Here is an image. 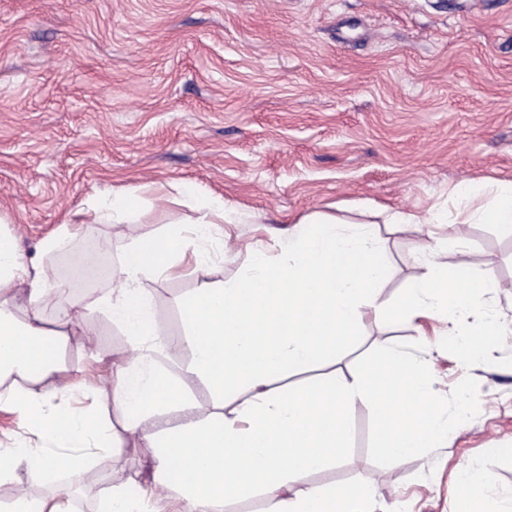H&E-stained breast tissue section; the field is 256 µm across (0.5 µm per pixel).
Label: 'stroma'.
Wrapping results in <instances>:
<instances>
[{
	"mask_svg": "<svg viewBox=\"0 0 512 512\" xmlns=\"http://www.w3.org/2000/svg\"><path fill=\"white\" fill-rule=\"evenodd\" d=\"M512 180V0H0V215L46 283L70 279L87 242L116 271L136 239L170 222L190 231L179 189L224 197L239 215L222 262L183 261L149 286L156 329L178 337L183 297L237 276L250 249L276 254L300 217L361 200L425 215L452 206L464 179ZM164 185L166 203H142L129 224H76L68 245L41 254L43 238L98 194ZM385 275L379 300L399 302L422 268L425 242L409 224L379 225ZM468 259L497 285L488 305L512 328V229L466 228ZM87 292L66 332L59 373L45 382L56 404L109 408L112 360L127 336L97 307L111 279ZM394 345L428 354L430 391L474 402L449 417L448 444L403 460L380 455L370 403L353 405L348 450L311 486L367 485L356 512H453L461 470L487 475L489 512H512V335L488 361L463 363L446 326L428 311L393 324L365 313L339 357L288 373L294 387L373 367ZM86 381L80 394L60 382ZM22 443L83 457L86 512H101L112 486L152 488L145 455L120 448L48 445L12 404L0 402V448Z\"/></svg>",
	"mask_w": 512,
	"mask_h": 512,
	"instance_id": "obj_1",
	"label": "stroma"
}]
</instances>
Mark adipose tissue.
<instances>
[{"mask_svg": "<svg viewBox=\"0 0 512 512\" xmlns=\"http://www.w3.org/2000/svg\"><path fill=\"white\" fill-rule=\"evenodd\" d=\"M197 218L190 235L178 229L148 235L123 255L118 282L99 300V310L130 339L131 354L115 362L112 404L124 429L148 453L155 484L182 512H223L227 502L266 497L268 512H351L352 503L369 501L374 491L359 486L344 491L311 487L310 472L335 464L347 449L346 416L359 401L370 402L378 416V451L396 459L448 440V413L465 412L469 400L455 404L431 398L428 362L395 348H384L375 368L354 378L332 376L325 382L272 390L271 384L291 371L336 357L355 336L365 313L382 321L409 322L425 306L448 323V334L468 363L484 360L502 330L484 307L493 290L471 266L465 249L448 251L427 242L417 260L422 274L405 298L385 306L377 289L383 275L379 240L372 226L347 230L338 214L311 217L294 225L276 256L255 249L243 272L216 287H204L181 304L186 333L161 336L149 320L150 275L176 274L178 263L191 257L205 267L209 254L203 240H231L235 209L223 197L203 196L185 187ZM455 214L434 211L419 217L394 211L391 224H444L460 241L469 224L512 226V180L490 179L455 187ZM163 199L162 186L120 188L104 200L90 201L94 221L129 223L145 198ZM29 286L25 306L10 292ZM58 287L46 284L36 262L26 260L11 233L0 229V378L10 385L0 401L14 404L38 434L70 445L92 443L115 447L116 432L94 416L52 404L42 383L55 370L59 341L42 325V309L55 305ZM481 315V326L471 319ZM192 355L184 374L174 375L161 358L174 350ZM206 381L215 394V409L201 417L185 410L176 424L154 430L141 426L145 416L162 415L186 403V382ZM245 393L233 411L225 396ZM84 464L25 446L0 448V481L24 468L38 483L57 472L77 475Z\"/></svg>", "mask_w": 512, "mask_h": 512, "instance_id": "adipose-tissue-1", "label": "adipose tissue"}]
</instances>
